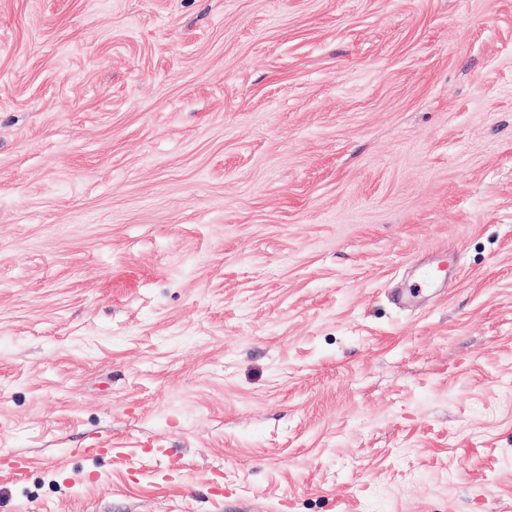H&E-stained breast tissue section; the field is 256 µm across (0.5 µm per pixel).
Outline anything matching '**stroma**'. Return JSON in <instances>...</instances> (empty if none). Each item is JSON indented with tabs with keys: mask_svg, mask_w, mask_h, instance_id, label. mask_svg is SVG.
Here are the masks:
<instances>
[{
	"mask_svg": "<svg viewBox=\"0 0 512 512\" xmlns=\"http://www.w3.org/2000/svg\"><path fill=\"white\" fill-rule=\"evenodd\" d=\"M0 512H512V0H0Z\"/></svg>",
	"mask_w": 512,
	"mask_h": 512,
	"instance_id": "obj_1",
	"label": "stroma"
}]
</instances>
